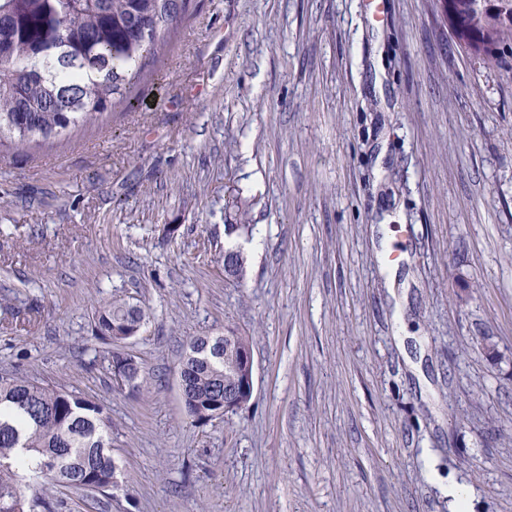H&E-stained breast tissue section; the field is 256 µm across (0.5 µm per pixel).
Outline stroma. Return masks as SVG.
<instances>
[{"label": "stroma", "instance_id": "35a3bbf8", "mask_svg": "<svg viewBox=\"0 0 512 512\" xmlns=\"http://www.w3.org/2000/svg\"><path fill=\"white\" fill-rule=\"evenodd\" d=\"M170 43L133 110L0 146V375L112 420L117 487L52 512H512V68L438 0H193ZM227 328L253 396L198 424L185 346ZM146 315L145 309L139 305L113 299L97 312L94 338L119 346L126 340L117 333L132 332L143 326Z\"/></svg>", "mask_w": 512, "mask_h": 512}]
</instances>
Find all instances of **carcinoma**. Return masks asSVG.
I'll return each instance as SVG.
<instances>
[{
  "label": "carcinoma",
  "instance_id": "carcinoma-1",
  "mask_svg": "<svg viewBox=\"0 0 512 512\" xmlns=\"http://www.w3.org/2000/svg\"><path fill=\"white\" fill-rule=\"evenodd\" d=\"M191 0H0V141L25 148L92 124L112 108L132 107L149 62L164 55L166 34ZM473 42L467 54L486 64L512 46V0L496 14L483 0H455ZM243 258L224 252V273L240 278ZM146 320L141 306L114 299L96 315L94 338L116 346ZM186 415L203 420L205 402L240 384L224 358V340L192 339L182 361ZM117 483L112 422L102 404L63 387L0 375V512H36L66 485L105 494Z\"/></svg>",
  "mask_w": 512,
  "mask_h": 512
}]
</instances>
